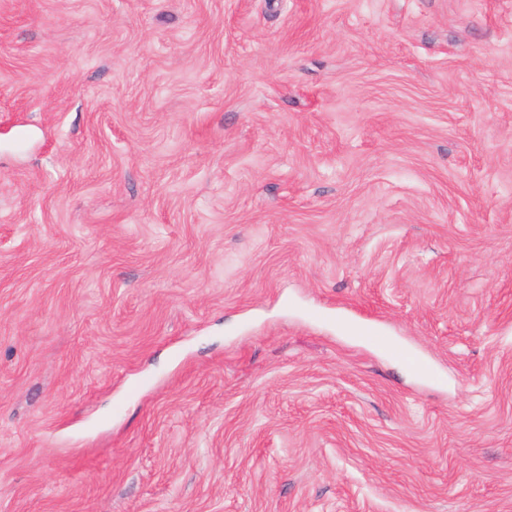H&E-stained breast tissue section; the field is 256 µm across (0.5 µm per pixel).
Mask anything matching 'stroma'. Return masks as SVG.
I'll return each mask as SVG.
<instances>
[{
    "label": "stroma",
    "mask_w": 512,
    "mask_h": 512,
    "mask_svg": "<svg viewBox=\"0 0 512 512\" xmlns=\"http://www.w3.org/2000/svg\"><path fill=\"white\" fill-rule=\"evenodd\" d=\"M0 512H512V0H0Z\"/></svg>",
    "instance_id": "obj_1"
}]
</instances>
